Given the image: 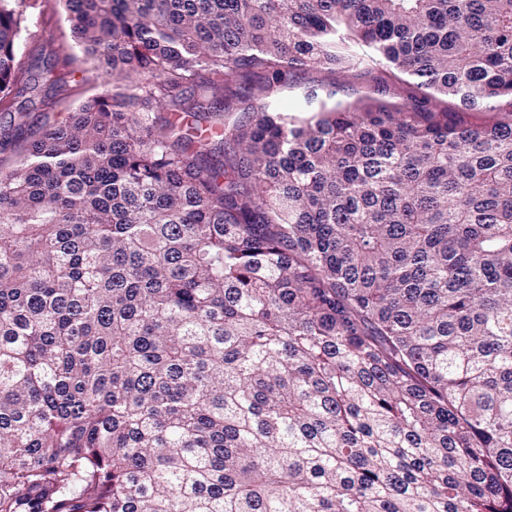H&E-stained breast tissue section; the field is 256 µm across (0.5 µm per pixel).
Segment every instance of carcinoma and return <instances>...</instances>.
<instances>
[{"label":"carcinoma","mask_w":512,"mask_h":512,"mask_svg":"<svg viewBox=\"0 0 512 512\" xmlns=\"http://www.w3.org/2000/svg\"><path fill=\"white\" fill-rule=\"evenodd\" d=\"M62 2L118 92L0 135V512H512V0ZM312 86H315L320 94L330 89L336 90L337 100H353L366 96H378L374 92L373 87L366 83L353 82L342 86L337 84L332 75L323 72H313L291 83L287 89L281 92L280 99L289 104H302L306 92Z\"/></svg>","instance_id":"obj_1"}]
</instances>
